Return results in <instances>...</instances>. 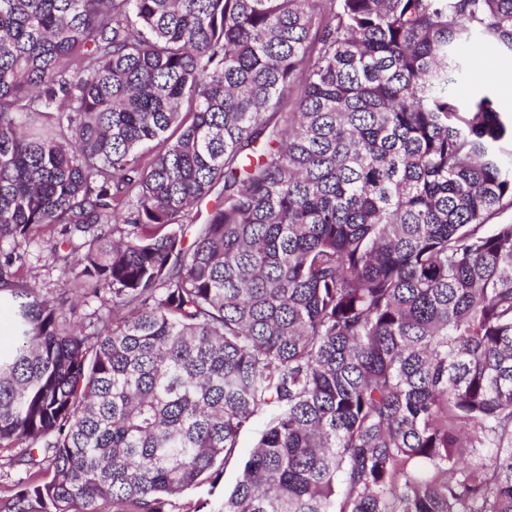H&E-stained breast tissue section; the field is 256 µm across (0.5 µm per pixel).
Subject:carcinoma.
<instances>
[{"instance_id":"cac0c4a2","label":"carcinoma","mask_w":512,"mask_h":512,"mask_svg":"<svg viewBox=\"0 0 512 512\" xmlns=\"http://www.w3.org/2000/svg\"><path fill=\"white\" fill-rule=\"evenodd\" d=\"M512 0H0V512H512ZM300 83L293 112L279 111ZM80 240L74 245V240ZM480 91L492 92L500 109L512 110V53L486 44L470 55L467 75L453 93L463 105ZM13 248L22 255L24 265L21 275L24 281L35 288L39 295L54 298L57 302L63 301L65 309L77 299L64 262L53 254L47 237L36 236L16 244L10 239H0V250L11 251ZM267 423V415L259 413L242 430L238 438V455L240 459L247 458L250 450L257 443ZM15 452L16 450L0 451V498L42 478V472H38V468L30 469L11 461V455Z\"/></svg>"}]
</instances>
